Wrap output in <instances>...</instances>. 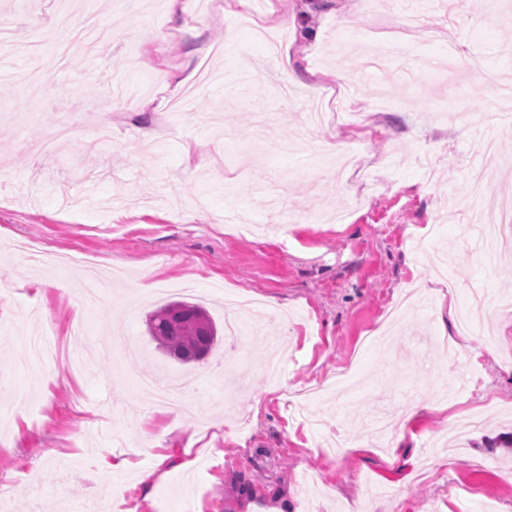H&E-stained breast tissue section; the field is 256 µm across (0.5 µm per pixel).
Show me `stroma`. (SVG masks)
I'll return each mask as SVG.
<instances>
[{"instance_id": "obj_1", "label": "stroma", "mask_w": 512, "mask_h": 512, "mask_svg": "<svg viewBox=\"0 0 512 512\" xmlns=\"http://www.w3.org/2000/svg\"><path fill=\"white\" fill-rule=\"evenodd\" d=\"M210 2L65 0L73 24L111 28L92 53L43 0H0L8 63L40 70L53 101L0 80V391L30 401L0 426L7 512H512V308L463 337L455 316L479 281L512 298V248L484 263L489 227L470 220L512 215V123L486 120L474 74L445 56L512 82V0H282L266 19L287 30L280 57ZM406 25L397 54L360 39ZM341 66L365 130L307 120L313 73ZM203 67L225 85L172 113L175 79ZM159 74L136 101L112 94ZM64 115L72 135L40 151ZM19 242L127 279L75 294L78 270L59 267L36 295ZM438 261L456 290L428 297ZM232 293L266 305L240 387L226 343L182 365L147 331L172 300L225 328ZM112 339L142 351L141 377L180 383L179 413L151 411ZM329 428L350 447H323ZM134 450L162 483L109 469Z\"/></svg>"}]
</instances>
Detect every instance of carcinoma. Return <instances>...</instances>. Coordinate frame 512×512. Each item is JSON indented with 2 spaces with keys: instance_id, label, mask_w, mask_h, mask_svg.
I'll return each instance as SVG.
<instances>
[{
  "instance_id": "1",
  "label": "carcinoma",
  "mask_w": 512,
  "mask_h": 512,
  "mask_svg": "<svg viewBox=\"0 0 512 512\" xmlns=\"http://www.w3.org/2000/svg\"><path fill=\"white\" fill-rule=\"evenodd\" d=\"M148 332L166 355L183 364L205 358L218 340V329L210 315L184 301L151 314Z\"/></svg>"
}]
</instances>
